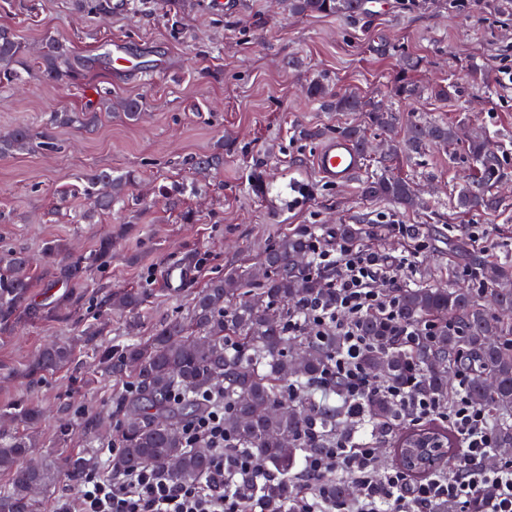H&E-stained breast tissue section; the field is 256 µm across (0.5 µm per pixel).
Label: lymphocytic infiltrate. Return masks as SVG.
<instances>
[{
	"instance_id": "obj_1",
	"label": "lymphocytic infiltrate",
	"mask_w": 512,
	"mask_h": 512,
	"mask_svg": "<svg viewBox=\"0 0 512 512\" xmlns=\"http://www.w3.org/2000/svg\"><path fill=\"white\" fill-rule=\"evenodd\" d=\"M313 253L312 270L335 292L336 303L329 306L321 299H309L292 316L290 326L315 336L329 330L345 336L335 368L349 397L350 413L358 414L360 399L386 393L410 420L439 418L448 423L459 438L461 453L454 470L416 480L399 467L380 466L371 442L355 437L335 448L309 449L294 477V512H317L323 488L313 478L335 471L350 477L360 494L333 503L329 512H430L432 503L441 498L457 504L459 512H512V457H495L488 413L468 399L466 374L458 375L454 393L442 403L407 387L389 386L357 366L363 345L357 324L365 316L382 317L393 336L410 344L414 331L398 322L390 287L412 268L415 250L386 257L349 243L331 248L317 238ZM186 436L190 442L203 441L217 449L205 482H174L149 466L118 477L97 472L87 477L76 503H61L55 512H258L260 501L247 485L235 480L237 472L254 471L258 465L253 458H231L224 451L223 410L189 423Z\"/></svg>"
}]
</instances>
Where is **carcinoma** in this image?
Here are the masks:
<instances>
[{
    "mask_svg": "<svg viewBox=\"0 0 512 512\" xmlns=\"http://www.w3.org/2000/svg\"><path fill=\"white\" fill-rule=\"evenodd\" d=\"M296 15L358 14L363 0H285ZM26 45L9 27H0V87L22 78L26 65ZM36 68L40 77L66 84L76 74L73 51L51 35L40 44ZM305 94L323 99L336 112H366L371 124L388 136H398L393 115L354 92L331 93L321 83H312ZM114 103L106 94L93 111H75L64 106L50 113L52 128L90 129L102 116L112 115ZM455 132L439 122L411 124L407 136L395 147L420 153L429 145H448ZM51 136L38 141L24 125L0 135V157L51 148ZM471 157L493 174L498 161L486 141L474 137L468 145ZM133 175L114 176L104 169L86 172L83 192L89 196L90 210L73 221H88L95 215L112 214V208L129 204L126 187ZM370 198H386L404 207L418 205L412 184L405 178L385 173L363 183ZM498 201L485 193L463 187L456 207L464 211L496 208ZM311 237L305 231L286 235L264 251L263 277L254 278L245 269H235L214 277L192 298L187 316H172L143 339L113 351L103 361L106 373L126 384L116 398L115 430L102 435L96 418L81 425L88 451L64 457L45 454L38 464L26 462L33 452L31 441L22 435L0 434V473L8 482L0 487V512H37L33 492L60 478L74 488L99 465L102 448H117L108 459L112 474L151 466L168 479L198 483L212 464L215 450L204 443H190L185 426L206 415L205 399L215 386L224 390V444L234 453L254 458L261 474L251 484L256 498L272 506L292 499L289 479L295 474L298 456L307 448H330L348 433L341 430L348 402L343 386L332 376L336 354L345 337L331 330L324 336L288 334V317L309 297L328 304L336 294L310 268ZM63 247L50 242L43 248L45 264L59 268L70 282L84 279L92 267L103 268L112 258V237L99 241L89 254L59 258ZM454 252L469 259L474 270L483 265L471 254L465 236L454 243ZM31 258L22 251L0 253V330L8 332L30 315ZM509 270L499 271L489 281L470 288L450 284L445 287L419 284L397 288L396 311L401 323L433 329L412 340L408 349L390 335L387 322L368 316L360 328L365 345L358 365L395 387L434 400L448 398L449 379L466 369V392L477 407L489 412V427L498 446L512 447V288L506 286ZM148 301L147 292L115 293L110 305L140 317ZM70 359L64 346L44 348L31 365L30 374L58 369ZM364 415L374 428L372 439L385 437L406 473L423 479L432 469L405 464L416 443L430 436L438 441L441 469L456 466L459 446L440 421L413 424L401 416L399 407L384 393L366 397ZM314 482L326 489L329 499L350 497L348 483L341 479L317 477Z\"/></svg>",
    "mask_w": 512,
    "mask_h": 512,
    "instance_id": "carcinoma-1",
    "label": "carcinoma"
}]
</instances>
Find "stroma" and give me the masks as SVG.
Instances as JSON below:
<instances>
[{"label": "stroma", "mask_w": 512, "mask_h": 512, "mask_svg": "<svg viewBox=\"0 0 512 512\" xmlns=\"http://www.w3.org/2000/svg\"><path fill=\"white\" fill-rule=\"evenodd\" d=\"M92 2L0 0V25L14 27L30 51L51 34L86 62L67 85L31 75L0 88V132L23 124L54 142L50 150L0 158V245L35 257L51 240L89 253L100 237L113 239L110 266L72 286V317L43 318L61 291L53 268L40 264L33 270L35 315L0 335V414L41 407L47 419L36 432L56 455L82 446L77 434L56 439L62 421L79 424L115 409L116 383L103 373L102 358L130 337L123 317L100 315L112 291L150 290L140 314L145 336L185 313L209 278L257 267L268 245L314 224L331 243L339 225H353L358 243L390 255L418 244L409 285L470 282L465 260L450 249L463 232L479 234L488 262L512 264V85L503 81L512 70V0H373L354 16L291 15L276 0H238L231 13L215 10L211 0H168L162 8L141 0L137 14L104 16ZM116 38L146 46L155 71L115 75L100 54ZM475 66L485 80L470 81ZM402 79L422 88L451 83L458 92L445 101L410 102L394 92ZM313 82L356 91L403 126L436 120L480 128L498 168L482 174L462 139L418 155L388 154L364 114L305 97ZM105 91L144 100L139 119L116 112L91 132L47 128L54 108L80 110ZM350 124L364 127L362 170L349 185L325 184L312 156ZM213 154L223 155L222 167L197 168L199 158ZM92 169L134 173V205L101 222L71 223L88 207L80 178ZM390 172L413 182L424 208L362 194L363 182ZM465 185L497 197V208L459 212L456 196ZM187 257L190 278L180 292L168 291L166 266ZM51 340L71 347L72 363L28 376L29 360Z\"/></svg>", "instance_id": "35a3bbf8"}]
</instances>
